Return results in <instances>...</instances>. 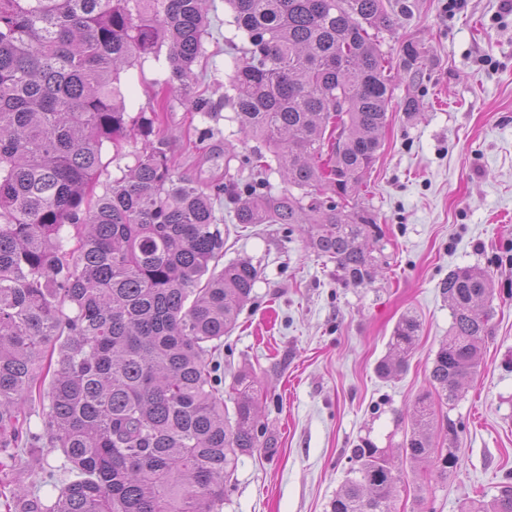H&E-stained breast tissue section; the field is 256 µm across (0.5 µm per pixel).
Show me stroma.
Segmentation results:
<instances>
[{
    "mask_svg": "<svg viewBox=\"0 0 512 512\" xmlns=\"http://www.w3.org/2000/svg\"><path fill=\"white\" fill-rule=\"evenodd\" d=\"M410 8L381 49L402 42L426 49L417 82L398 79L389 122L363 201L386 233L382 265L368 286L341 280L336 266L309 248L297 226L224 220L223 263L248 259L261 275L236 328L225 336V376L247 370L267 392L260 420L269 447L243 456L223 512H331L362 439L397 452L406 413L429 389V369L451 325L443 284L450 271L478 266L494 280L485 307L489 335L481 367L454 405L437 416L456 424L459 465L439 475L405 468L393 512H459L465 499L493 498L512 483V0H404ZM210 25L193 70L196 91L216 101L212 116L189 111L179 90L156 89L165 73L148 58L121 74L127 110L143 115L153 137L166 138L177 175L261 181L240 164L252 142L236 135L221 105L243 45L224 0H209ZM414 96L415 113L403 99ZM237 155L225 163V152ZM420 323L403 372L378 377L396 323ZM59 451L31 448L0 468V482L42 501L63 478Z\"/></svg>",
    "mask_w": 512,
    "mask_h": 512,
    "instance_id": "35a3bbf8",
    "label": "stroma"
}]
</instances>
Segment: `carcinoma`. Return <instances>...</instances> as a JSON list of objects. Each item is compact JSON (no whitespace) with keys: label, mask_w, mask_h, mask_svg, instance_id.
Here are the masks:
<instances>
[{"label":"carcinoma","mask_w":512,"mask_h":512,"mask_svg":"<svg viewBox=\"0 0 512 512\" xmlns=\"http://www.w3.org/2000/svg\"><path fill=\"white\" fill-rule=\"evenodd\" d=\"M208 0H0V455L46 441L72 479L51 504L15 495L21 512H222L241 457L266 448L256 380L224 384L216 351L237 325L259 271L249 260L221 270L224 229L215 203L238 224H305L313 252L359 287L374 280L383 239L360 187L372 169L397 75L382 33L408 5L387 0H225L247 49L224 90L238 133L258 143L241 163L277 173L262 183H207L177 176L163 140L145 141L134 164L97 195L102 151L136 139L120 74L159 59L164 83L192 111ZM400 72L414 80L424 51L407 40ZM71 227L73 238L64 231ZM75 245H70V240ZM452 322L420 394L401 458L454 470L438 452L432 395L447 404L479 369L492 293L479 267L448 273ZM419 331L393 330L404 370ZM51 378L48 391L42 380ZM48 399L42 431L25 426V400ZM331 512H391L400 468L365 441ZM461 512H512V487Z\"/></svg>","instance_id":"1"}]
</instances>
